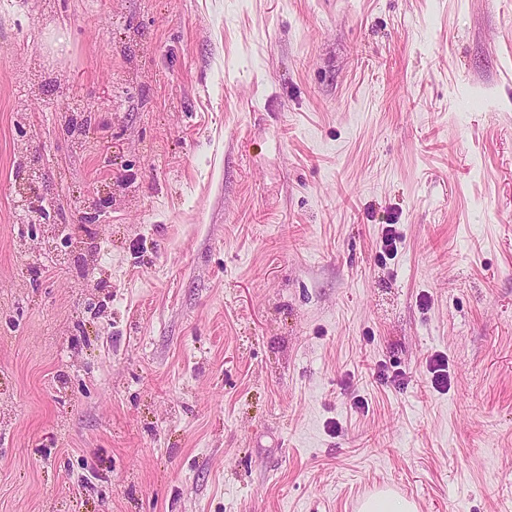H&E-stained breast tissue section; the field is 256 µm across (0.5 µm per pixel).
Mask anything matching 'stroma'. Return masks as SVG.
I'll return each mask as SVG.
<instances>
[{
    "label": "stroma",
    "mask_w": 512,
    "mask_h": 512,
    "mask_svg": "<svg viewBox=\"0 0 512 512\" xmlns=\"http://www.w3.org/2000/svg\"><path fill=\"white\" fill-rule=\"evenodd\" d=\"M382 486L512 512V0H0V512Z\"/></svg>",
    "instance_id": "obj_1"
}]
</instances>
